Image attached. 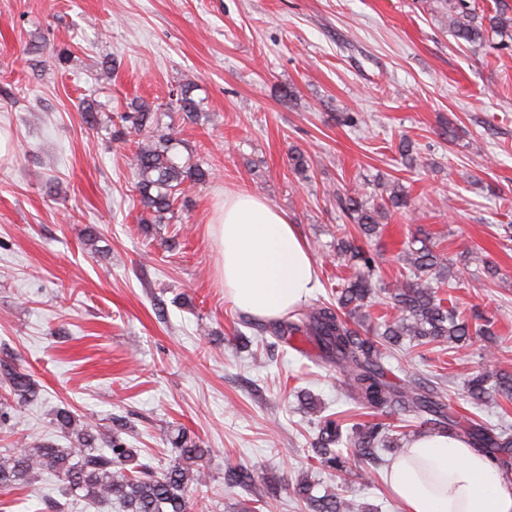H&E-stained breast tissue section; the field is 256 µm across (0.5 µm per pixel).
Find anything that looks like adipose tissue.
<instances>
[{
  "label": "adipose tissue",
  "instance_id": "ef3b65f1",
  "mask_svg": "<svg viewBox=\"0 0 512 512\" xmlns=\"http://www.w3.org/2000/svg\"><path fill=\"white\" fill-rule=\"evenodd\" d=\"M213 224L224 295L240 311L270 321L308 301L315 261L287 213L263 197L228 193ZM384 482L404 512H512V489L501 484L493 461L443 432L413 438Z\"/></svg>",
  "mask_w": 512,
  "mask_h": 512
}]
</instances>
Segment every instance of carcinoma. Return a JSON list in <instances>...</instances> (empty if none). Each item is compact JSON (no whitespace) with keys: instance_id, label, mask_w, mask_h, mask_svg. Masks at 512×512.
I'll list each match as a JSON object with an SVG mask.
<instances>
[{"instance_id":"carcinoma-1","label":"carcinoma","mask_w":512,"mask_h":512,"mask_svg":"<svg viewBox=\"0 0 512 512\" xmlns=\"http://www.w3.org/2000/svg\"><path fill=\"white\" fill-rule=\"evenodd\" d=\"M443 2L448 31L458 44L467 48L485 44L491 33L503 35L512 31V8L502 2L489 15L478 14L470 0ZM169 106L189 119L199 109L188 85L176 91ZM120 119L138 137L130 165L139 178L141 223L162 224L167 215L174 214L182 196L206 181L209 171L198 164L175 161L169 146L172 134L155 133L157 113L148 103H139ZM408 205V194L396 181L383 183L382 192L375 197L366 198L357 189L336 191L337 208L368 238L377 235L380 220L390 209H405ZM336 250L356 267L353 277L336 290V304L317 301L281 321L248 322L246 328L257 336L269 334L278 343L296 335L306 337L319 350L320 360L335 366L343 375L350 403L372 410L401 409L419 417L420 425L428 432L463 434L472 447L489 455L505 478H511V430L491 429L474 418L457 416L437 400L433 386L414 374L398 386L384 376L386 345H395L405 337L417 345L446 343L448 350L457 354L471 336L493 335L484 316L464 317L455 306L444 305L437 296L434 277L447 269L441 255L426 240H412L400 255L407 270L406 280L390 291L400 316L371 324L367 311L373 303L374 259L348 238L337 240ZM351 318L357 320V325H351ZM274 343L268 342L266 346L272 347ZM0 378L6 389V395H0V409L8 407L11 401L30 403L39 392L32 375L8 361L0 360ZM467 387L471 402L480 407L499 408L500 401H512V374L504 370L470 373ZM304 404L318 418L315 458L323 469L336 475L337 482L332 491L319 495L316 483L306 477L297 479L294 493L300 506L304 512H370L345 494V485L352 476L349 454L374 460L377 445L389 440L391 429L379 422L350 424L340 412L325 415L320 402L311 396L305 397ZM53 423L68 446L60 448L52 442L30 444L23 438L17 447L0 452L1 496L30 488L47 474L57 480L63 498L73 497L98 507L117 503L124 512H190L191 487L206 485L201 467L209 449L198 446L184 433L175 437L178 455L174 463L156 472L147 466L133 465L135 450L126 447L112 430L103 432L67 408L55 411ZM225 480L230 486L250 491L256 504L268 494L246 469L228 471Z\"/></svg>"}]
</instances>
